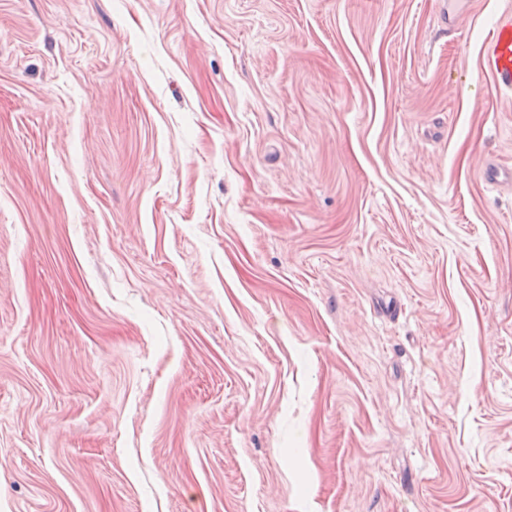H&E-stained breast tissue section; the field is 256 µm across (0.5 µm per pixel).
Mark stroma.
Wrapping results in <instances>:
<instances>
[{
	"label": "stroma",
	"instance_id": "35a3bbf8",
	"mask_svg": "<svg viewBox=\"0 0 512 512\" xmlns=\"http://www.w3.org/2000/svg\"><path fill=\"white\" fill-rule=\"evenodd\" d=\"M507 9L0 0V512H512ZM439 20L448 29L458 26L471 12L472 0H441ZM483 67L495 89L512 92V12L501 13L483 44Z\"/></svg>",
	"mask_w": 512,
	"mask_h": 512
}]
</instances>
